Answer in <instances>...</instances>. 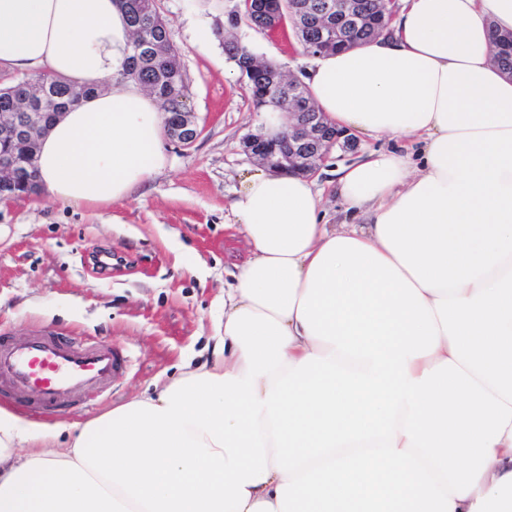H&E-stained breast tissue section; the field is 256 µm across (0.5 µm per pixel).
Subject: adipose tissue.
<instances>
[{
    "instance_id": "obj_1",
    "label": "adipose tissue",
    "mask_w": 512,
    "mask_h": 512,
    "mask_svg": "<svg viewBox=\"0 0 512 512\" xmlns=\"http://www.w3.org/2000/svg\"><path fill=\"white\" fill-rule=\"evenodd\" d=\"M512 0H403L388 32L316 57L332 124L418 153L308 178L256 172L230 208L251 248L211 361L68 438L0 408V512H512ZM117 0H0V68L95 87L41 139L75 206L167 165L163 115L122 78Z\"/></svg>"
}]
</instances>
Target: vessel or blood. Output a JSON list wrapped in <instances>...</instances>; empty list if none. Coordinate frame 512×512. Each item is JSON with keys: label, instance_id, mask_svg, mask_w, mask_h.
I'll list each match as a JSON object with an SVG mask.
<instances>
[{"label": "vessel or blood", "instance_id": "vessel-or-blood-1", "mask_svg": "<svg viewBox=\"0 0 512 512\" xmlns=\"http://www.w3.org/2000/svg\"><path fill=\"white\" fill-rule=\"evenodd\" d=\"M124 362L112 347L51 334L20 345L0 340V389L21 399L32 393L39 405L60 407L89 389L107 387Z\"/></svg>", "mask_w": 512, "mask_h": 512}]
</instances>
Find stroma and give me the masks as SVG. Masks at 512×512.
Segmentation results:
<instances>
[{
	"mask_svg": "<svg viewBox=\"0 0 512 512\" xmlns=\"http://www.w3.org/2000/svg\"><path fill=\"white\" fill-rule=\"evenodd\" d=\"M186 74L187 103L202 133L192 147L163 145L168 163L118 204L76 207L46 191L0 204V332L23 343L54 333L116 347L129 364L110 389L90 391L71 410L46 413L1 399L0 406L59 426L152 395L157 381L211 358L224 316V284L251 252L230 203L261 170L242 151L258 124L247 80L224 52L234 37L259 57L287 60L305 77L311 63L290 25L263 31L230 15L242 0H156ZM357 153H331L312 175L325 221L348 216L333 180L358 155L399 149V140L362 135Z\"/></svg>",
	"mask_w": 512,
	"mask_h": 512,
	"instance_id": "1",
	"label": "stroma"
}]
</instances>
